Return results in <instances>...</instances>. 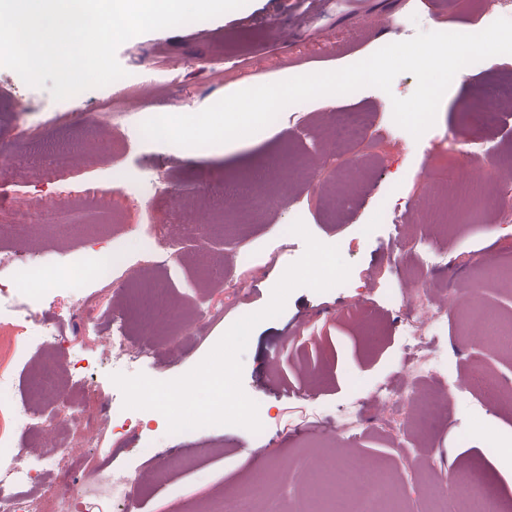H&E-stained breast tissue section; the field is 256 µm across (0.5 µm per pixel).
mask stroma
I'll use <instances>...</instances> for the list:
<instances>
[{"label": "stroma", "instance_id": "35a3bbf8", "mask_svg": "<svg viewBox=\"0 0 512 512\" xmlns=\"http://www.w3.org/2000/svg\"><path fill=\"white\" fill-rule=\"evenodd\" d=\"M497 18L475 0H249L212 19L129 39L116 52L126 77L76 98L54 100L0 67V153L29 176L27 187L0 186V196L57 208L86 184L110 189L113 169H159L195 202L198 222L175 227V256L162 269L142 261L139 236L150 225H172L173 209L139 183L117 201L115 214L43 227L33 244L0 241V250L31 267L71 269L88 292L116 306L123 299L113 287L131 271H140L142 282L163 284L181 314L169 321L140 373L158 381L187 373L235 321L263 309L287 266L305 252L301 237H282L295 220L337 246L351 266L349 286L297 288L280 316L253 329L242 386L258 404L261 432L209 426L172 434L156 411L144 410L139 426L116 434L101 424L91 431L90 446L71 448L64 428L26 425L16 431L26 463L41 468L42 449L62 444L66 460L80 468L119 473L144 466L141 451L152 441L159 452L153 467L169 472L134 489L132 512H205L212 499L242 491L264 473L281 512H315L321 503L329 512H355L358 489L340 484L330 499L322 497L343 456L364 461L371 476L385 481L391 512H460L461 501L445 492V477L469 467L498 507L512 512V403L491 402L462 383L481 372L512 392V343L484 341V322L469 331L463 325L471 306L496 325L512 324V214L493 205L501 190L496 170L462 163L463 152L477 144L512 157V95L503 91L512 83V55L462 68L435 125L418 139L393 120L392 97H409L416 88L409 73L398 75L388 93L365 87L298 103L295 118L243 144L184 148L146 139L139 130L147 112L194 114L241 89L349 66L421 31L470 33ZM128 96L131 120L124 132L111 131L104 105ZM341 111L369 113L377 158L336 143L332 123ZM63 144L76 155L70 172L29 169L32 154L46 158ZM235 180L254 181L263 204L231 202L215 210L210 190ZM116 243L131 251V261L107 286L90 265L94 249ZM424 250L439 262L422 274ZM243 252L254 261L240 263ZM218 254L225 257L220 274L211 265ZM420 277L446 316L427 339L443 360L444 380L421 386L425 393L445 392L447 407L434 414L389 407L376 397L379 387L404 382L410 313L394 295ZM233 282L238 291L230 290ZM204 311L213 319L199 334L193 320ZM64 330L72 338L66 352H34L29 372L15 379L18 392L26 393L41 368H62L70 355L82 358L86 381L66 387L68 405L122 404L101 348L109 327L97 324L88 336L69 324ZM351 417L360 424L345 429ZM303 458L317 460V467L295 470Z\"/></svg>", "mask_w": 512, "mask_h": 512}]
</instances>
